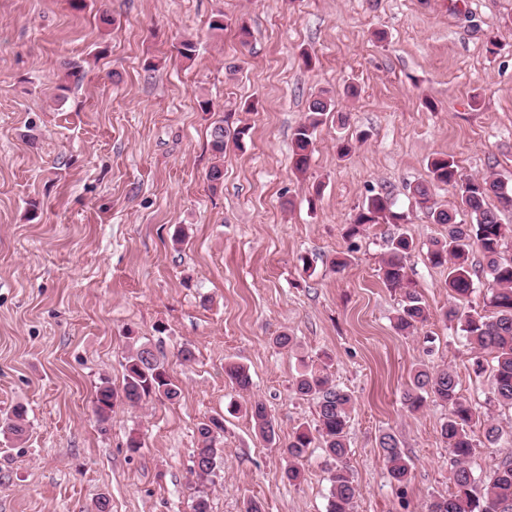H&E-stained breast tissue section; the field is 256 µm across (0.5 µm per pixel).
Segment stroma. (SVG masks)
Segmentation results:
<instances>
[{
	"instance_id": "stroma-1",
	"label": "stroma",
	"mask_w": 512,
	"mask_h": 512,
	"mask_svg": "<svg viewBox=\"0 0 512 512\" xmlns=\"http://www.w3.org/2000/svg\"><path fill=\"white\" fill-rule=\"evenodd\" d=\"M219 11L227 26L216 36L208 21ZM186 38L198 47L190 62L174 50ZM74 60L85 76L54 101ZM323 91L335 108L298 175L292 133ZM222 119L249 135L219 162L209 141ZM341 136L353 142L344 158ZM435 154L512 182V0H87L81 11L0 0V417L27 410L22 438L0 430V512H94L103 497L110 512H192L197 426L217 414L210 512H243L250 498L264 512H326L333 461L311 448L291 484L282 450L316 423L315 403L292 385L323 353L353 397L352 512H426L448 492V409L430 400L406 412L415 368H452L463 397L503 428L512 409L488 401L491 355L475 372L442 317L447 272L427 249L445 225L412 211L408 275L431 316L409 335L394 328L399 293L379 278L391 225L353 241L345 229L372 192L412 210L409 188ZM347 250L349 265L334 269ZM130 331L180 395L115 404L102 425L95 391L121 389ZM283 332L293 349L274 345ZM229 361L248 368L249 391L228 383ZM254 400L275 441L255 433ZM387 430L411 465L401 487L378 446ZM247 414L250 416L254 424L255 430L259 435L268 440L273 441L276 436L274 423L270 416L265 403L260 400H254L246 409Z\"/></svg>"
}]
</instances>
